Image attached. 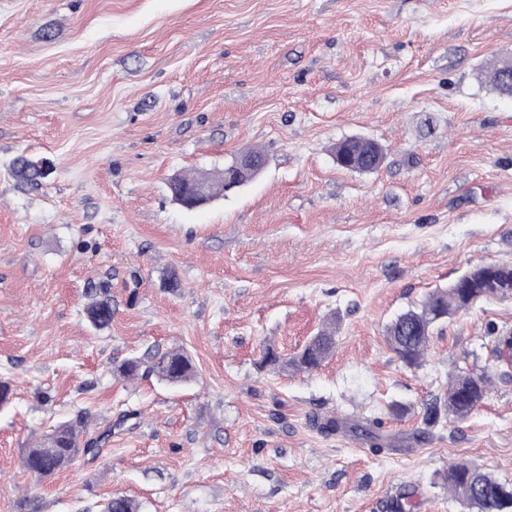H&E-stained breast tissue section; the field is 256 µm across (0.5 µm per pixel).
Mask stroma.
<instances>
[{"mask_svg": "<svg viewBox=\"0 0 512 512\" xmlns=\"http://www.w3.org/2000/svg\"><path fill=\"white\" fill-rule=\"evenodd\" d=\"M512 0H0V512H470L469 462L512 483V298L435 324L419 367L385 337L479 265L512 262ZM365 137L377 170L337 165ZM260 148L249 184L187 210L176 174ZM46 162L32 185L18 156ZM104 288L112 323L87 317ZM312 371L292 356L328 319ZM186 352L173 387L129 358ZM458 374L463 420L423 421ZM379 419L376 455L320 419ZM78 422L99 449L44 481L27 448ZM382 160V148L372 140L351 137L336 144V161L347 170L374 171ZM336 331L333 327L322 328L311 343L306 345L294 357H281L273 351H267L264 356V363L274 365L283 369L288 367L304 370H312L329 356L335 345ZM489 383L485 377H473L467 374L456 376L448 384V393L441 403L437 400L426 406L425 420L427 424L434 425L441 414L440 406L448 416L465 418L481 404L487 393Z\"/></svg>", "mask_w": 512, "mask_h": 512, "instance_id": "obj_1", "label": "stroma"}]
</instances>
